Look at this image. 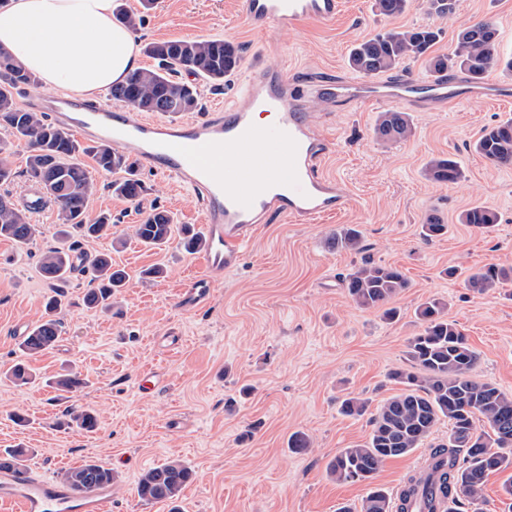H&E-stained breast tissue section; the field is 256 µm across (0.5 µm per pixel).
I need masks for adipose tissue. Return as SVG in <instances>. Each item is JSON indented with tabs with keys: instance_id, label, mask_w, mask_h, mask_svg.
<instances>
[{
	"instance_id": "obj_1",
	"label": "adipose tissue",
	"mask_w": 512,
	"mask_h": 512,
	"mask_svg": "<svg viewBox=\"0 0 512 512\" xmlns=\"http://www.w3.org/2000/svg\"><path fill=\"white\" fill-rule=\"evenodd\" d=\"M0 48L48 91L76 98L141 67L130 28L116 21L115 0H8L0 6Z\"/></svg>"
}]
</instances>
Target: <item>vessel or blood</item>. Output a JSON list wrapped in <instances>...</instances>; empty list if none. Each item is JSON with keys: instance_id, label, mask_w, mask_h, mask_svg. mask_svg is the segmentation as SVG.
<instances>
[{"instance_id": "obj_1", "label": "vessel or blood", "mask_w": 512, "mask_h": 512, "mask_svg": "<svg viewBox=\"0 0 512 512\" xmlns=\"http://www.w3.org/2000/svg\"><path fill=\"white\" fill-rule=\"evenodd\" d=\"M343 6V0H242L249 26L259 33L303 19L328 23ZM313 91L333 103L425 109L445 108L490 88L445 74L427 81L407 74L386 81L339 76ZM301 99L298 87L280 72L259 69L248 71L237 94L198 121L146 119L95 97L31 94L26 106L50 113L57 126L85 141L110 142L116 151L198 193L208 237L206 264L212 270H232L244 260L267 215L311 224L347 204L343 184L319 170L331 144L314 129ZM257 112L275 113V124H258L253 118ZM0 504L13 505L15 512H112V491H81L14 466L0 471Z\"/></svg>"}]
</instances>
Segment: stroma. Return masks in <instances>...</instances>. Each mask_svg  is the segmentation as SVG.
I'll list each match as a JSON object with an SVG mask.
<instances>
[{"instance_id":"35a3bbf8","label":"stroma","mask_w":512,"mask_h":512,"mask_svg":"<svg viewBox=\"0 0 512 512\" xmlns=\"http://www.w3.org/2000/svg\"><path fill=\"white\" fill-rule=\"evenodd\" d=\"M143 14L134 32L138 44L162 40L224 39L241 45L242 65L259 63L285 78L308 82L349 74L350 49L391 25H430L442 35L433 51L450 52L458 27L490 17L512 52V0H457L450 18L437 17L429 0H413L396 19L379 15L374 0H346L331 23L305 19L258 33L240 11V0H158L142 11L139 0H120ZM178 81L197 86L194 121L233 97L237 75L223 85L182 72ZM308 111L325 114L331 148L321 171L347 188V207L312 224L270 216L242 264L208 273L203 252L178 242L150 250L130 239L113 248L111 238L88 239L87 255L111 252L130 280L112 298L111 311L87 308L88 280L73 276L65 290L64 332L54 350L31 358L34 382L19 384L5 373L19 357V344L42 317L51 294L40 273V256L59 245L55 207L32 211L41 234L24 251L0 241V453L25 448L23 464L36 475L61 479L68 468L95 459L117 471L112 512H359L369 485L328 477L326 466L342 449L368 440V415L401 392L392 372L407 368L406 344L419 329L415 310L426 300L446 303L450 321L478 354L472 377L512 393V281L480 294L463 274L494 265L512 268V166L492 165L474 150L482 130L512 117V97L464 101L443 111L410 112L412 135L397 142L376 136L378 104H326L310 96ZM454 155L462 177L453 184L427 181L422 170L439 155ZM145 190L130 201L113 193L112 175L92 172L91 214L110 213L115 235L153 209L168 211L175 224L203 229L197 194L173 178L137 163ZM476 204L495 210L487 229L459 223ZM437 214L447 232L423 238L421 224ZM362 233L359 252L339 249L332 235L345 226ZM370 259L399 267L407 288L391 302L396 320L363 309L350 299L344 279ZM165 266L164 278L138 279L140 270ZM458 276H448L449 268ZM209 275L212 297L195 309L182 307L188 282ZM73 367L87 379L79 404L91 408L98 428L87 433L57 427L66 403L47 381ZM158 373L162 388L146 389V373ZM368 403L361 417L341 413L346 397ZM24 415L26 425L13 421ZM296 432L312 446H288ZM429 445L388 460L374 480L395 491L426 462ZM177 459L193 472L177 504L146 502L136 493L140 475Z\"/></svg>"}]
</instances>
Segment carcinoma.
Here are the masks:
<instances>
[{
	"mask_svg": "<svg viewBox=\"0 0 512 512\" xmlns=\"http://www.w3.org/2000/svg\"><path fill=\"white\" fill-rule=\"evenodd\" d=\"M410 6L411 0H375L378 12L388 18L402 15ZM439 38L440 31L430 26L392 27L357 43L349 53L348 64L365 77L387 73L406 59L421 57L426 58L435 75L458 70L472 81H481L496 71L512 74V54L501 51L500 31L491 18L460 26L454 47L446 55L432 51ZM143 53L158 61V66L132 73L109 91L112 99L139 112H192L198 106L197 88L173 76L187 71L210 82H222L241 61L240 46L227 40L148 42ZM37 85L35 77L0 49V133L26 146V173L40 186L48 202L57 207L61 220L58 234L62 244L49 248L40 260L41 272L54 295L46 303L43 318L20 343L23 359L6 373V377L22 384L33 378L25 358L54 349L63 333L62 298L75 273L90 274L84 303L91 308H112V291L124 287L128 279L125 270L114 267L110 254L88 257L80 251L84 239L111 236L113 224L107 213L89 218L94 186L86 165L77 156L90 157L101 171L122 174L112 182L117 195L135 200L143 192L134 165L111 145L84 146L68 130L46 122L42 115L16 102L17 88ZM376 132L387 140H404L410 136L411 126L406 113L391 110L380 113ZM475 150L493 165L512 166V118L484 128ZM9 156L7 144L0 142V184L14 176ZM423 176L435 183L450 184L460 179L461 170L452 157H437L426 164ZM29 213L10 194L0 193V239L19 248L32 243L41 230L40 225L30 222ZM458 221L487 228L498 223V215L477 205L461 212ZM421 227L427 238L447 231V225L434 214L427 215ZM175 232L170 215L158 209L133 226V237L151 249L167 245ZM335 242L343 249L362 250L361 234L353 227L337 230ZM511 278L512 270L483 267L469 271L465 283L483 293ZM344 282L358 306L382 308L390 320L397 317V310L387 304L408 287L400 269L370 260L350 272ZM445 308L446 304L437 299L417 308L421 330L408 340L409 368L392 373L404 389L386 399L372 415L369 439L343 449L329 462L327 472L338 482L371 484L387 460L421 447L444 419L448 420V441L430 445L429 472L409 477L400 501L374 486L361 512H413V500L431 494L448 498V512H457L460 499L474 504L481 498L490 473L512 470V395L492 383L471 378L477 354L456 323L445 317ZM50 385L60 397L71 401L57 425L95 432L97 415L73 403L86 385L81 373L60 374ZM366 408V402L357 397H348L341 404L346 416H361ZM478 420L486 427L480 434L476 432ZM191 479L190 468L179 461H168L145 470L136 491L144 501L173 504ZM63 480L76 489L90 491L116 483L119 475L99 461L85 460L64 471Z\"/></svg>",
	"mask_w": 512,
	"mask_h": 512,
	"instance_id": "obj_1",
	"label": "carcinoma"
}]
</instances>
